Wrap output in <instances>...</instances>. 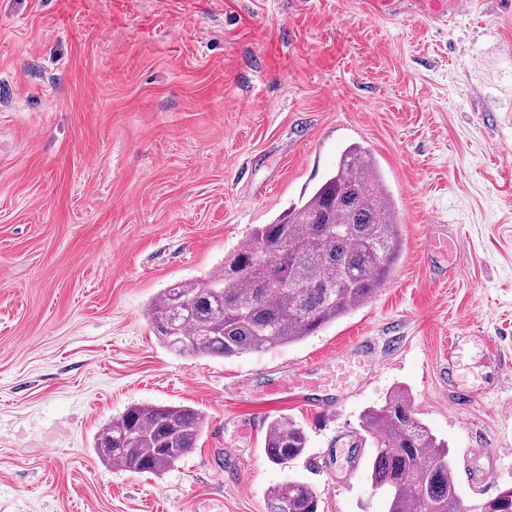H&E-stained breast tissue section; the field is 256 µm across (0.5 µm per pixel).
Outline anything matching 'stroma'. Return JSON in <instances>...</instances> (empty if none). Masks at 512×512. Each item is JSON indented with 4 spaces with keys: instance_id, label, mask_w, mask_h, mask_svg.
Wrapping results in <instances>:
<instances>
[{
    "instance_id": "stroma-1",
    "label": "stroma",
    "mask_w": 512,
    "mask_h": 512,
    "mask_svg": "<svg viewBox=\"0 0 512 512\" xmlns=\"http://www.w3.org/2000/svg\"><path fill=\"white\" fill-rule=\"evenodd\" d=\"M352 143L402 222L386 287L271 350L166 348L148 302L207 280ZM463 329L495 350L456 408L440 367ZM294 377L314 405L275 399ZM399 386L464 500L512 480V0L444 25L367 0H0V512H270L288 479L320 512H386L361 416ZM139 402L208 419L159 476L93 448ZM279 417L308 437L285 466L264 452Z\"/></svg>"
}]
</instances>
